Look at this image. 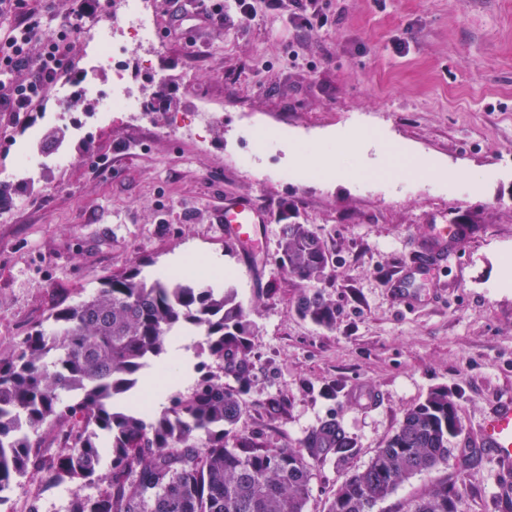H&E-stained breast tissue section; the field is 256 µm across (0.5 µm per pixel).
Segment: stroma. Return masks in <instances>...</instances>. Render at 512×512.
Wrapping results in <instances>:
<instances>
[{
    "instance_id": "1",
    "label": "stroma",
    "mask_w": 512,
    "mask_h": 512,
    "mask_svg": "<svg viewBox=\"0 0 512 512\" xmlns=\"http://www.w3.org/2000/svg\"><path fill=\"white\" fill-rule=\"evenodd\" d=\"M327 24L275 13L223 25L176 21L177 0H154L162 48L130 58L147 94L176 107L131 121L93 123L96 100L72 109L81 128L71 162L29 178H2L0 357L44 322L52 305L96 291L112 272L165 268L175 256L217 259L255 324L256 367L241 431L299 447L326 418L356 441L346 466L314 465L305 512H326L344 469H364L405 411L436 389L457 403L460 430L436 474L401 484L374 512H410L434 478L463 476L455 512H512L501 498L512 476L489 458L469 465L492 405L512 397V0H320ZM46 101L28 127L0 115V170L16 165L28 129L45 130ZM199 110L224 115V131L197 144L170 135ZM263 127L267 138L249 137ZM350 149L358 181L301 177L300 145ZM430 160L436 177L391 171L388 149ZM252 199L269 216L261 260L227 252L225 201ZM290 207L334 253L316 290L338 313L331 327L302 318L303 286L277 259ZM467 226L430 275L412 277L437 228ZM335 385L334 398L322 390ZM282 404L269 415V402ZM66 512L69 485L27 480L0 512Z\"/></svg>"
}]
</instances>
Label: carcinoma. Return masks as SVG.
I'll use <instances>...</instances> for the list:
<instances>
[{"label":"carcinoma","instance_id":"1","mask_svg":"<svg viewBox=\"0 0 512 512\" xmlns=\"http://www.w3.org/2000/svg\"><path fill=\"white\" fill-rule=\"evenodd\" d=\"M278 222L282 268L302 283L321 281L333 259L325 238L286 207ZM297 312L325 327L336 319L318 291L302 293ZM186 328L201 331L214 365L152 417L141 406V373ZM254 336L234 288L136 266L52 307L46 325L0 360V492L40 478L73 486L69 512H304L312 466L341 465L356 445L333 417L297 448L274 447L259 432L228 439L252 382ZM459 427L453 395L429 393L366 468L344 473L327 512H373L406 480L435 471ZM47 429L54 454L42 445ZM462 490L458 479L436 480L411 512H455Z\"/></svg>","mask_w":512,"mask_h":512}]
</instances>
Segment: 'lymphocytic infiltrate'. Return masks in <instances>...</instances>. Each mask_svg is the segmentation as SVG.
Listing matches in <instances>:
<instances>
[{
	"mask_svg": "<svg viewBox=\"0 0 512 512\" xmlns=\"http://www.w3.org/2000/svg\"><path fill=\"white\" fill-rule=\"evenodd\" d=\"M197 2L202 22L211 24L223 22L228 10L247 20L258 8L274 12L282 4V0ZM0 7L15 17L9 32L0 35V112L10 113L14 122L22 123L29 113L41 109L50 87L63 78L84 12L76 10L49 30L42 13L28 7L25 0H0Z\"/></svg>",
	"mask_w": 512,
	"mask_h": 512,
	"instance_id": "1",
	"label": "lymphocytic infiltrate"
}]
</instances>
